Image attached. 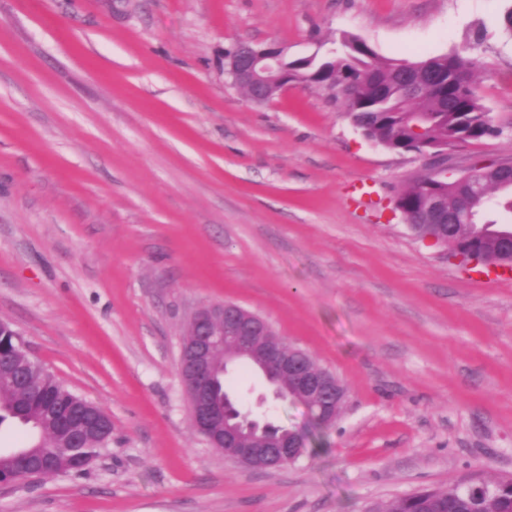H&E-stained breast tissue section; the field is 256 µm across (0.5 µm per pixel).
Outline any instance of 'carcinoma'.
Wrapping results in <instances>:
<instances>
[{"label": "carcinoma", "mask_w": 512, "mask_h": 512, "mask_svg": "<svg viewBox=\"0 0 512 512\" xmlns=\"http://www.w3.org/2000/svg\"><path fill=\"white\" fill-rule=\"evenodd\" d=\"M342 54L323 63L293 60L287 68L302 79L326 89L336 102L345 104L353 121L367 113L366 107L376 106L387 113L388 120L371 125L369 137L392 151L406 145L410 138L406 113L424 112L429 115L425 137L431 142L455 148L500 131L482 121L487 115L475 91V75L481 62L471 47L451 54L430 57L419 62L394 61L378 57L363 40L354 36L342 38ZM357 88L358 99L346 95V88ZM418 223L412 230L420 236L439 235L445 227L437 223L434 214L416 210ZM454 236L460 241L476 240V257L491 261L490 246L497 234L483 226L458 224ZM25 352L15 337L0 333V426L8 422L26 428L22 445L9 452L0 451V480H15L32 474L31 460L41 457L48 468L40 475L80 473L90 465V459L106 447L111 434L104 424L85 437V448L78 455L62 450L66 433L60 425L61 411L80 407L104 418L97 406L83 403L54 376L34 369L30 384L16 381V365ZM512 512V490L501 492L491 502L480 501L473 493L459 491L454 497L453 512ZM380 512H448V492L422 491L406 498L387 502Z\"/></svg>", "instance_id": "cac0c4a2"}]
</instances>
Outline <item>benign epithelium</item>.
I'll return each instance as SVG.
<instances>
[{"label":"benign epithelium","instance_id":"obj_1","mask_svg":"<svg viewBox=\"0 0 512 512\" xmlns=\"http://www.w3.org/2000/svg\"><path fill=\"white\" fill-rule=\"evenodd\" d=\"M282 62L283 52L276 46L241 43L225 58V68L233 84L248 87L252 91L251 100L256 102L261 97L271 98L264 94L270 79H276L279 91L288 86L283 78L273 75ZM427 123L428 116L411 115L409 129L415 138L409 151L413 152L415 146L421 145L422 154L431 159L448 154L447 147L426 142ZM492 173L509 176V181H502L498 186L512 188V162L469 165L453 172L434 168L423 177L436 187V193L426 197L422 207L437 214L442 209L440 198L445 191L462 184L477 189ZM480 198L482 195L475 192L459 209L448 211V223L472 222L479 212L474 204ZM187 335L181 347L179 373L189 401L190 425L211 447L224 449L225 456L243 463L278 460L291 464L305 454L303 448L307 447L308 437L297 431L295 437L286 442L274 436L255 438L251 427L265 425L267 421L252 417L246 425L229 417L230 402L236 397L229 393L221 404L214 395L219 355L223 357L226 373L238 364L239 359L251 358L278 401L283 400L279 391L281 386L287 390L290 400L296 394L306 397L318 413V418L311 420L313 425L327 427L336 421L337 410L347 397L344 384L314 363L310 354L287 343L263 317L233 303L203 305L192 314ZM469 485L474 493L493 497L500 487H512V481L475 479Z\"/></svg>","mask_w":512,"mask_h":512}]
</instances>
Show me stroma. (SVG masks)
<instances>
[{
	"label": "stroma",
	"mask_w": 512,
	"mask_h": 512,
	"mask_svg": "<svg viewBox=\"0 0 512 512\" xmlns=\"http://www.w3.org/2000/svg\"><path fill=\"white\" fill-rule=\"evenodd\" d=\"M512 0H0V318L112 419L80 474L0 484V512H370L474 477L512 478V281L469 277L394 201L429 158L366 138L304 82L257 104L237 43L287 58L473 46L512 160ZM233 302L347 388L297 462L227 459L189 423L190 317ZM247 407L307 426L253 373Z\"/></svg>",
	"instance_id": "1"
}]
</instances>
